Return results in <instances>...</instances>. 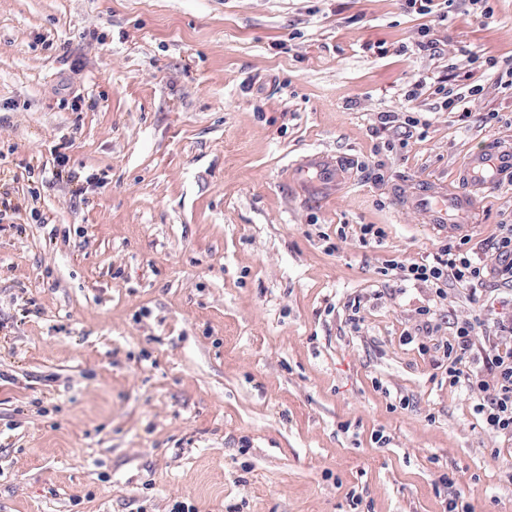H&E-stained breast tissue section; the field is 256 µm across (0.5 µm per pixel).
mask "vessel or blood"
I'll list each match as a JSON object with an SVG mask.
<instances>
[{"label": "vessel or blood", "instance_id": "vessel-or-blood-1", "mask_svg": "<svg viewBox=\"0 0 512 512\" xmlns=\"http://www.w3.org/2000/svg\"><path fill=\"white\" fill-rule=\"evenodd\" d=\"M341 173L339 161L323 154L308 156L299 166L297 174L311 187L332 185ZM512 178V145L496 146L469 154L459 172L465 189L449 192L441 182H430L405 195L408 208L417 210L428 224L450 228L459 219L468 217L476 208V191L501 189L505 180Z\"/></svg>", "mask_w": 512, "mask_h": 512}]
</instances>
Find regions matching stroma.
<instances>
[{"label":"stroma","instance_id":"35a3bbf8","mask_svg":"<svg viewBox=\"0 0 512 512\" xmlns=\"http://www.w3.org/2000/svg\"><path fill=\"white\" fill-rule=\"evenodd\" d=\"M488 5L0 0V512H512V439L438 363L457 322L492 349L512 286L380 273L447 240L401 190L512 144V0ZM320 151L343 185L307 195ZM502 224L512 189L478 194L491 266Z\"/></svg>","mask_w":512,"mask_h":512}]
</instances>
